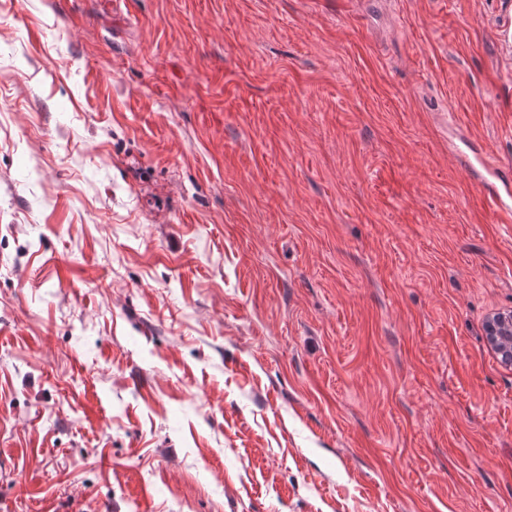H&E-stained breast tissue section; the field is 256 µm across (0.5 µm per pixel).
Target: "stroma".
Returning <instances> with one entry per match:
<instances>
[{
  "label": "stroma",
  "mask_w": 512,
  "mask_h": 512,
  "mask_svg": "<svg viewBox=\"0 0 512 512\" xmlns=\"http://www.w3.org/2000/svg\"><path fill=\"white\" fill-rule=\"evenodd\" d=\"M512 0H0V512H512ZM491 179L481 180L486 203L493 213L499 217L501 224L512 223V177L510 172L490 174ZM487 336L500 357V360L512 365V312H497L487 318Z\"/></svg>",
  "instance_id": "35a3bbf8"
}]
</instances>
